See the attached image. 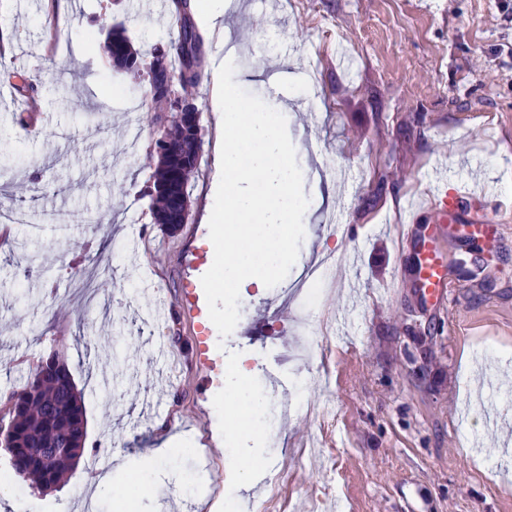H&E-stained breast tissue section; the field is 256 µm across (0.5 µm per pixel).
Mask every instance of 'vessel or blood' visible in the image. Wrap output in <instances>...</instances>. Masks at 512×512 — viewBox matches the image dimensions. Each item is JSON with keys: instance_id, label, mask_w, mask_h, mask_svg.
Returning <instances> with one entry per match:
<instances>
[{"instance_id": "b4317fda", "label": "vessel or blood", "mask_w": 512, "mask_h": 512, "mask_svg": "<svg viewBox=\"0 0 512 512\" xmlns=\"http://www.w3.org/2000/svg\"><path fill=\"white\" fill-rule=\"evenodd\" d=\"M483 193L478 187L464 192L448 193L437 191L431 207L417 205L418 213L431 210L433 218L429 223H418L410 219L402 229L401 264L411 266L412 271L403 275L402 287L414 289L423 301L442 305L450 286L448 259L440 249V241L448 232L460 224L483 228L487 238L498 237L500 227L484 215L467 216L464 207L482 200Z\"/></svg>"}]
</instances>
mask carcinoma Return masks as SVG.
<instances>
[{"mask_svg": "<svg viewBox=\"0 0 512 512\" xmlns=\"http://www.w3.org/2000/svg\"><path fill=\"white\" fill-rule=\"evenodd\" d=\"M173 11L180 25L179 36L158 45L152 60L135 49L122 29L112 28L107 37V53H121L125 74L133 76L146 67H155L175 84L163 90L146 89L143 103L146 112L164 109L170 114L167 144L157 153L153 181L146 192L156 197L155 223L170 232L183 224V214L189 211L188 184L198 171L203 141L186 134L177 120V112L189 99L185 90L199 85L202 78L201 35L191 14V0H172ZM37 365L26 383L7 397L8 423L1 425L0 446L10 456L15 472L48 490L64 481L77 458L64 451L72 441L85 449L87 418L81 393L74 379L60 361Z\"/></svg>", "mask_w": 512, "mask_h": 512, "instance_id": "cac0c4a2", "label": "carcinoma"}]
</instances>
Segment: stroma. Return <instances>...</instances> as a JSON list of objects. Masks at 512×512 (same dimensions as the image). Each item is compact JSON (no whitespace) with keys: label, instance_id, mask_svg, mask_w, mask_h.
Listing matches in <instances>:
<instances>
[{"label":"stroma","instance_id":"obj_1","mask_svg":"<svg viewBox=\"0 0 512 512\" xmlns=\"http://www.w3.org/2000/svg\"><path fill=\"white\" fill-rule=\"evenodd\" d=\"M0 0V405L59 353L84 400L79 463L56 489L15 474L0 450V512H209L224 495L215 390L247 356L269 409L303 399L262 438L258 481L236 512H512V459L484 428L479 370L512 406V0H233L200 26V166L187 225L152 219L144 188L156 128L140 80L113 69L104 25L135 48L176 38L171 0ZM285 104L314 207L301 262L272 288L240 287L247 311L211 332L218 371L195 381L196 332L181 315L203 268L200 240L222 139L218 70ZM34 85L22 94L20 77ZM479 183L501 224L485 243L456 226L442 307L401 288L396 228L435 187ZM336 253L321 308L303 322L291 294L303 264ZM96 270L94 300L73 290ZM132 463L115 485L94 477Z\"/></svg>","mask_w":512,"mask_h":512}]
</instances>
